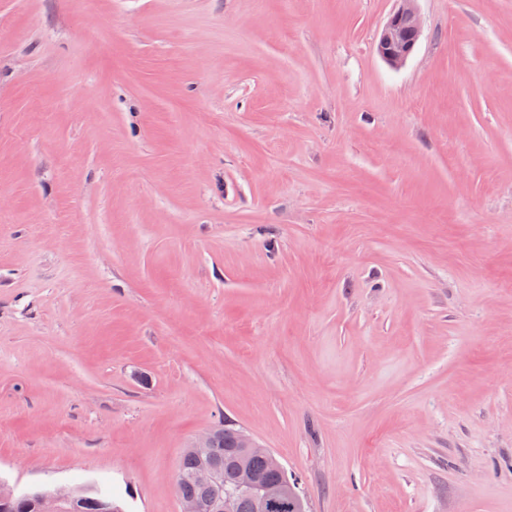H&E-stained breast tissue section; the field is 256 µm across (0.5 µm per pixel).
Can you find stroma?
<instances>
[{
	"label": "stroma",
	"mask_w": 512,
	"mask_h": 512,
	"mask_svg": "<svg viewBox=\"0 0 512 512\" xmlns=\"http://www.w3.org/2000/svg\"><path fill=\"white\" fill-rule=\"evenodd\" d=\"M0 0V483L180 512L228 420L307 512H512V0ZM397 1L399 6L387 20L377 44L378 54L392 68L405 64L422 33L415 0Z\"/></svg>",
	"instance_id": "stroma-1"
}]
</instances>
